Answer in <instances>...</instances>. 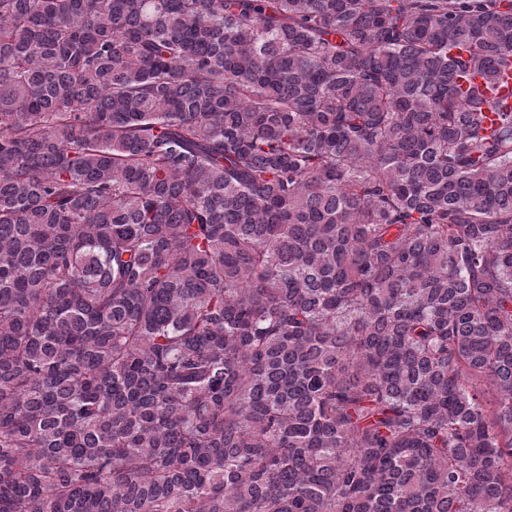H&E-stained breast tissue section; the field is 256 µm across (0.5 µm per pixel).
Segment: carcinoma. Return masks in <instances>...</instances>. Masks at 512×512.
<instances>
[{"label":"carcinoma","mask_w":512,"mask_h":512,"mask_svg":"<svg viewBox=\"0 0 512 512\" xmlns=\"http://www.w3.org/2000/svg\"><path fill=\"white\" fill-rule=\"evenodd\" d=\"M510 69L512 0H0V512H512ZM488 111L490 115L494 112L512 111V71L510 75L498 83L492 90L486 92Z\"/></svg>","instance_id":"cac0c4a2"}]
</instances>
